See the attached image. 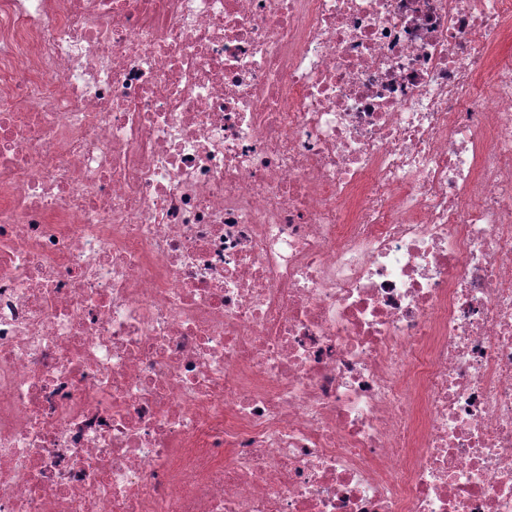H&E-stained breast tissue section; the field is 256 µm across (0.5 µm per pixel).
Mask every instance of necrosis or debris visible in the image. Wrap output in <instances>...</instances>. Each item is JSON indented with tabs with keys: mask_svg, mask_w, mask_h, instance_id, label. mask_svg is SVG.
I'll use <instances>...</instances> for the list:
<instances>
[{
	"mask_svg": "<svg viewBox=\"0 0 512 512\" xmlns=\"http://www.w3.org/2000/svg\"><path fill=\"white\" fill-rule=\"evenodd\" d=\"M512 0H0V512H512Z\"/></svg>",
	"mask_w": 512,
	"mask_h": 512,
	"instance_id": "necrosis-or-debris-1",
	"label": "necrosis or debris"
}]
</instances>
